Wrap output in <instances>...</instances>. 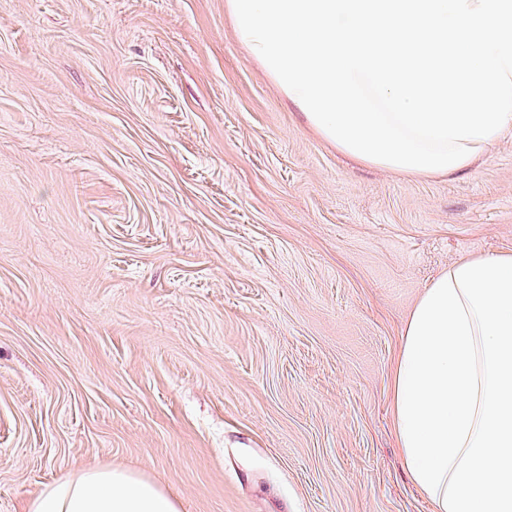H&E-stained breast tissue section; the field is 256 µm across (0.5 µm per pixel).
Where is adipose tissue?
<instances>
[{
    "instance_id": "obj_1",
    "label": "adipose tissue",
    "mask_w": 512,
    "mask_h": 512,
    "mask_svg": "<svg viewBox=\"0 0 512 512\" xmlns=\"http://www.w3.org/2000/svg\"><path fill=\"white\" fill-rule=\"evenodd\" d=\"M405 468L434 512H512V253L462 259L424 289L392 378ZM27 512H180L142 474H68Z\"/></svg>"
}]
</instances>
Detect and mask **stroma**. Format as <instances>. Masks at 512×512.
Returning a JSON list of instances; mask_svg holds the SVG:
<instances>
[{
  "label": "stroma",
  "instance_id": "obj_1",
  "mask_svg": "<svg viewBox=\"0 0 512 512\" xmlns=\"http://www.w3.org/2000/svg\"><path fill=\"white\" fill-rule=\"evenodd\" d=\"M512 251V137L417 178L316 135L228 0H0V512L112 464L183 512H434L405 322Z\"/></svg>",
  "mask_w": 512,
  "mask_h": 512
}]
</instances>
